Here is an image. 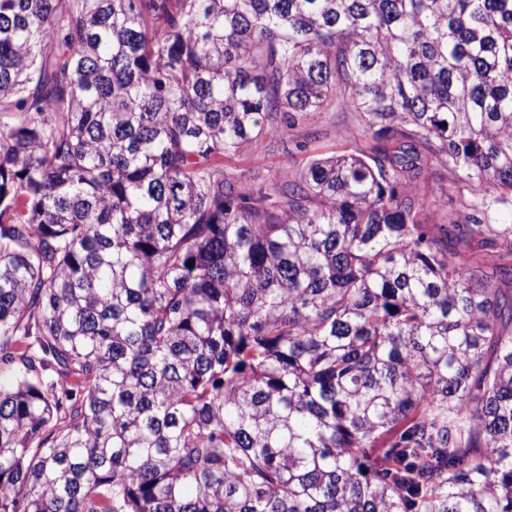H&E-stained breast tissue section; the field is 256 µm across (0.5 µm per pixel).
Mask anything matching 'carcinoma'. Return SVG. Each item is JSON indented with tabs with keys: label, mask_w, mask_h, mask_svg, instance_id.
Listing matches in <instances>:
<instances>
[{
	"label": "carcinoma",
	"mask_w": 512,
	"mask_h": 512,
	"mask_svg": "<svg viewBox=\"0 0 512 512\" xmlns=\"http://www.w3.org/2000/svg\"><path fill=\"white\" fill-rule=\"evenodd\" d=\"M2 369L0 512H512V0H0ZM264 139L224 158V175L258 183L304 167L316 155L369 154L375 142L355 112H311L294 127L277 121ZM297 143L305 144L299 150ZM420 194L424 193V188L427 191L426 200L429 201V223L430 224H443L448 221V217L456 206V202L461 196H467L468 190L465 184L458 181V178L448 171V169L439 162H432V165L424 173L418 182ZM446 192L442 193L440 188ZM448 187L450 190L448 191ZM447 193V195H446ZM453 199V203L449 198ZM448 200V204L445 202ZM454 206V207H453Z\"/></svg>",
	"instance_id": "carcinoma-1"
}]
</instances>
